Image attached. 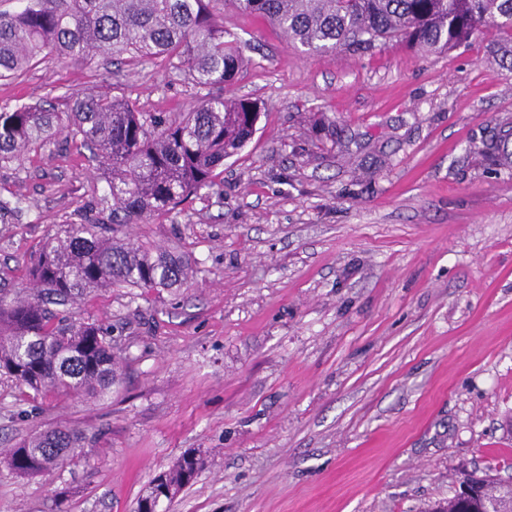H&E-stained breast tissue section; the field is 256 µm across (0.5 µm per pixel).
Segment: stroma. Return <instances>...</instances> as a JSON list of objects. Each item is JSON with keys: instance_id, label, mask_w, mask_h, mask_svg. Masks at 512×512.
<instances>
[{"instance_id": "stroma-1", "label": "stroma", "mask_w": 512, "mask_h": 512, "mask_svg": "<svg viewBox=\"0 0 512 512\" xmlns=\"http://www.w3.org/2000/svg\"><path fill=\"white\" fill-rule=\"evenodd\" d=\"M245 62L226 94L263 102L213 188L132 227L191 262L181 288L96 294L79 318L127 346L100 400L0 378V451L60 425L64 467L0 465V512H134L182 454L206 464L169 512H424L465 474L512 480V40L492 29L441 53L390 43L307 53L224 8ZM87 87L142 112L204 94L168 60L47 61L0 81V108ZM106 184L56 140L0 169V263L23 278Z\"/></svg>"}]
</instances>
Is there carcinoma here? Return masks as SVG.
<instances>
[{"instance_id":"obj_1","label":"carcinoma","mask_w":512,"mask_h":512,"mask_svg":"<svg viewBox=\"0 0 512 512\" xmlns=\"http://www.w3.org/2000/svg\"><path fill=\"white\" fill-rule=\"evenodd\" d=\"M213 0H19L0 11V79L16 78L56 58L86 64L97 55L126 62L176 59L202 88L229 84L242 64L235 35L224 28ZM239 12L267 19L289 41L312 52L369 51L404 42L426 53L457 47L482 28L512 37V0H229ZM262 114L248 98L205 95L186 112H139L125 97L93 92L65 95V111L41 102L0 111V168L18 162L62 133L89 153L108 191L93 201L97 216L62 224L48 235L27 267V285L15 288L0 270V374L22 390L71 399L112 393L122 361L112 326L76 318L75 306L107 288H180L189 260L168 248L136 242L130 224L176 209L210 188L224 159L252 139ZM512 135L483 144L500 161ZM0 200V222L21 213ZM85 440L80 428L39 432L6 450L21 476L61 468ZM185 453L150 484L137 512H159L161 502L192 485L204 468ZM468 497L453 494L432 512H481L493 502L512 512V485L487 474L468 476Z\"/></svg>"}]
</instances>
